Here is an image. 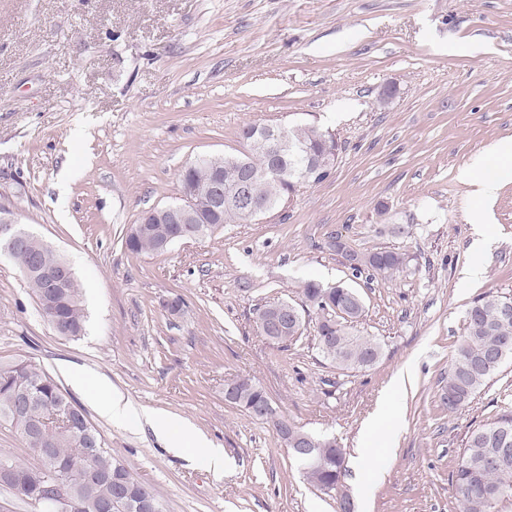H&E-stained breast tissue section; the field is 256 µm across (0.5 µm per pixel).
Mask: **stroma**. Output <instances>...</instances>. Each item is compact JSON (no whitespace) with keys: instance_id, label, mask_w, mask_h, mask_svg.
<instances>
[{"instance_id":"stroma-1","label":"stroma","mask_w":512,"mask_h":512,"mask_svg":"<svg viewBox=\"0 0 512 512\" xmlns=\"http://www.w3.org/2000/svg\"><path fill=\"white\" fill-rule=\"evenodd\" d=\"M255 123L329 130L331 175L260 220L128 252L142 212L178 201L183 169L239 149ZM508 138L512 0H0V204L72 263L88 315L80 338L60 335L0 257V362L48 374L163 512H336L341 493L354 512H459L451 475L469 433L512 412V360L458 412L440 400L473 299L512 297V175L476 205L458 172ZM481 224L491 240L478 257ZM332 231L411 263L352 277ZM476 260L481 280L463 285ZM307 279L362 296L357 328L383 347L375 365L324 360L311 309L289 348L259 334L257 308L301 305ZM175 296L173 315L163 304ZM407 365L392 390L397 430L374 440L379 480L364 488L361 433ZM71 367L118 391L134 418L102 415ZM240 377L277 417L336 438L338 492L310 485L272 425L225 400ZM142 412L201 431L223 448V473L169 448Z\"/></svg>"}]
</instances>
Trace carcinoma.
<instances>
[{
  "label": "carcinoma",
  "mask_w": 512,
  "mask_h": 512,
  "mask_svg": "<svg viewBox=\"0 0 512 512\" xmlns=\"http://www.w3.org/2000/svg\"><path fill=\"white\" fill-rule=\"evenodd\" d=\"M287 131L290 146L277 157L278 167L282 170L279 177L263 174L269 162L265 153L226 155L223 159L224 188L236 185L244 171H253L257 176L251 183L252 194L274 209L288 200V195L298 184L289 172L311 171L313 159L324 160L332 155V151L339 150L334 136L314 125L295 124L287 127ZM254 218L253 213L226 205L221 224H212L210 228L215 231L222 224H245ZM174 228L173 224H133L126 235L125 246L136 255L161 253V243ZM32 252L41 253L52 262L58 255L48 250L43 241L33 239L26 250L13 257L37 305L44 307L47 322L58 333L80 336L86 315L77 279H70L52 296H46L41 280L24 273ZM347 259L349 270L355 277L365 272L391 277L408 264L405 254L393 251L350 252ZM300 292L303 303L316 311L315 340L324 358L341 369H365L379 360L381 344L372 337L360 335L354 326L364 312V303L357 291L343 283L325 287L315 280H306L301 282ZM507 307L512 309L511 297L489 292L475 299L468 308L465 335L448 370V388L441 396L448 412L466 406L498 371L505 358L512 356V313H504ZM23 391L29 395L31 403L21 409L17 407V401ZM267 399L266 391L251 379L234 380L233 405L243 412L251 413L252 408L266 403ZM68 404L70 401L58 385L41 369L19 360L0 364V422L9 424L25 447L37 449L34 465L2 455L0 465L8 463L14 467L17 482L8 487L26 500L34 512H44L41 503L44 476L84 461L85 448L79 435L81 428L53 426L33 434L36 423L50 410ZM317 447V461L300 456L297 460L311 484L326 492L334 491L343 473V449L336 441L325 438L317 439ZM90 465L96 472L94 478L73 475L64 485V490L73 493L76 501L70 512H133L129 504L116 500L121 491L130 493L135 501H158L152 489L136 480L112 456L106 444H101ZM452 483L462 512H492L499 501L512 497V415L504 414L471 431L452 475Z\"/></svg>",
  "instance_id": "cac0c4a2"
}]
</instances>
